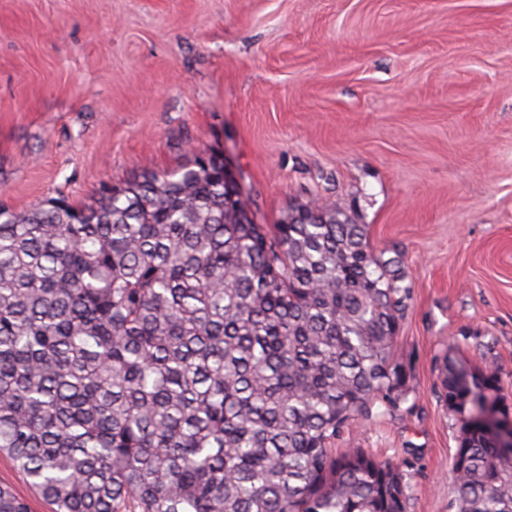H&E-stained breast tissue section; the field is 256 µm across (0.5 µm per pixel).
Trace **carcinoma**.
I'll use <instances>...</instances> for the list:
<instances>
[{
	"label": "carcinoma",
	"mask_w": 512,
	"mask_h": 512,
	"mask_svg": "<svg viewBox=\"0 0 512 512\" xmlns=\"http://www.w3.org/2000/svg\"><path fill=\"white\" fill-rule=\"evenodd\" d=\"M206 148L87 203L0 208V452L56 512H407L409 482L351 424L408 397L411 287L343 210L245 224ZM458 512H512L454 387ZM0 512H30L0 484Z\"/></svg>",
	"instance_id": "carcinoma-1"
}]
</instances>
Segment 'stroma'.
<instances>
[{
    "label": "stroma",
    "mask_w": 512,
    "mask_h": 512,
    "mask_svg": "<svg viewBox=\"0 0 512 512\" xmlns=\"http://www.w3.org/2000/svg\"><path fill=\"white\" fill-rule=\"evenodd\" d=\"M219 150L255 223L318 202L400 255L408 399L354 423L457 512L445 358L499 372L512 407V0H0V206ZM0 484L52 505L7 453Z\"/></svg>",
    "instance_id": "35a3bbf8"
}]
</instances>
